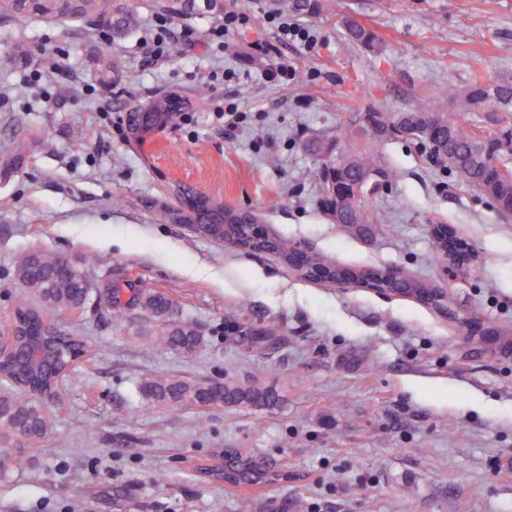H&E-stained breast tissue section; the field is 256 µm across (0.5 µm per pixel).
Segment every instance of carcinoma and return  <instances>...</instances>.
Masks as SVG:
<instances>
[{"mask_svg": "<svg viewBox=\"0 0 512 512\" xmlns=\"http://www.w3.org/2000/svg\"><path fill=\"white\" fill-rule=\"evenodd\" d=\"M275 9L310 18L337 14L338 0H273ZM0 11L10 12L19 19L32 16L54 21L93 18L99 25L112 29L121 37L139 25V16L130 9L112 5V0H40L30 6L19 0H0ZM344 34L349 42L372 53L384 50L378 34L352 16L342 18ZM120 78L112 60H105L97 70V79L112 84ZM207 90L195 91L185 102L170 94H160L151 100L144 112H134L128 119V132L142 138L137 130L150 132L166 127L172 113L190 106L204 104ZM451 106H445V103ZM512 106V77L505 75L487 82L477 77L467 86L453 82L428 89L416 97L410 106L392 110L385 107L358 109L370 116L374 132L364 126L345 121L332 138L313 139L305 144L312 156L309 169L312 182L320 189V203L331 217H341L360 236H371L385 223L381 210L370 204L363 194L358 178L364 172L376 174L378 192L388 190L400 178L397 169L383 160L382 148L394 139L414 141L429 150V158L458 178L466 187L490 199L498 212L512 215V128L481 126L472 121L477 112H486L492 105ZM336 153L337 190L328 188V167L323 156ZM249 234L245 223L228 224L220 229L219 239L235 237L243 247L255 248L245 240ZM272 252L282 262L304 273L296 259H305L309 268L334 271L323 279H336L352 272L328 259L327 256L300 250V244L286 236L273 237ZM60 257H50L36 248L28 251L14 269V279L33 293L39 302L51 308H62L79 314L85 309L91 288L87 278L88 260L61 269ZM403 294L440 311L446 296L432 293L431 285L411 280ZM133 302L147 312L159 325L156 340L184 355H192L204 345V337L187 322L176 320V302L152 288L133 290ZM13 324L15 334L3 347L0 359V482L10 479L13 471L30 460L28 446L46 438L54 427V416L46 398L59 380L70 373L77 359L85 353L83 342L76 336L62 335L48 324L40 309L30 306L24 296L17 298ZM32 339L45 350L44 363L32 367L19 356L22 344ZM141 396L151 405L169 413L185 409L203 411L224 405L269 407L280 401L276 388L258 382L240 384L233 379L222 382L193 378H173L156 374L139 386ZM217 477L235 486H255L275 480L276 474L263 469L252 459L236 454L224 461V466L209 468Z\"/></svg>", "mask_w": 512, "mask_h": 512, "instance_id": "carcinoma-1", "label": "carcinoma"}]
</instances>
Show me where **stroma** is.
I'll use <instances>...</instances> for the list:
<instances>
[{"instance_id":"stroma-1","label":"stroma","mask_w":512,"mask_h":512,"mask_svg":"<svg viewBox=\"0 0 512 512\" xmlns=\"http://www.w3.org/2000/svg\"><path fill=\"white\" fill-rule=\"evenodd\" d=\"M141 17L125 36L94 23L18 20L0 13V333L20 288L18 258L32 247L93 258L92 292L80 317L49 313L83 337L91 358L77 362L52 405L55 425L33 467L0 482V512H236L238 496L256 512H512V217L429 161L420 145L389 142L401 178L373 204L387 220L363 241L333 223L310 180L307 141L331 137L351 109L405 107L414 93L475 75H512V0H341L385 40L376 56L342 36L335 19H313L309 50L282 48L297 71L282 86L263 77L273 42L251 0L248 21L224 52L201 46L222 9L175 17L195 44L176 42L155 60L143 37L157 0H124ZM482 41H475L474 31ZM65 55L43 72L42 49ZM123 71L104 86L103 55ZM234 71L209 88L191 122L174 119L147 143L112 122L113 111L145 108L159 92L191 97L209 71ZM25 94H15L16 86ZM246 118L230 128L219 106ZM85 132L81 148L69 133ZM248 211L280 235L334 262L396 266L436 285L429 226L451 224L478 255L448 282L446 313L405 296H382L304 279L271 253L245 254L202 236L184 221L180 188ZM282 199L269 209L272 199ZM168 208L172 217L158 222ZM154 288L178 303L205 346L186 359L153 344L151 321L127 305L122 321L107 290ZM495 329L471 332V317ZM154 373L275 386L271 408H150L138 393ZM252 457L288 479L251 488L205 474L225 451ZM164 485L151 481L155 472Z\"/></svg>"}]
</instances>
